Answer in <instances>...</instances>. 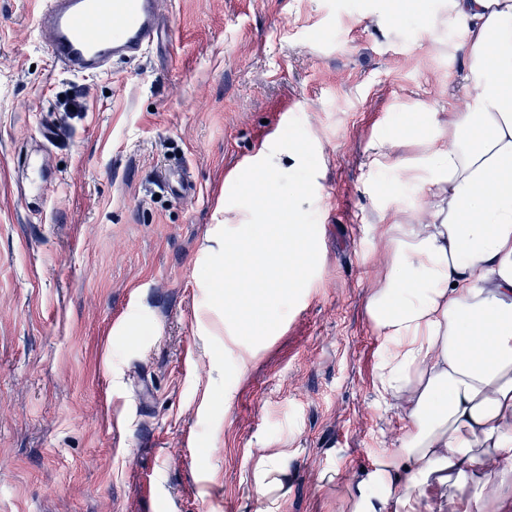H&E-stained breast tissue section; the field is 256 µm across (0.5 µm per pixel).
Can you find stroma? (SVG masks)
I'll list each match as a JSON object with an SVG mask.
<instances>
[{
    "label": "stroma",
    "mask_w": 512,
    "mask_h": 512,
    "mask_svg": "<svg viewBox=\"0 0 512 512\" xmlns=\"http://www.w3.org/2000/svg\"><path fill=\"white\" fill-rule=\"evenodd\" d=\"M40 0H0V512H265L254 470L287 452L284 512H344L403 399L380 398L369 296L389 268L376 134L461 98L460 35L386 0H164L143 57L55 68ZM81 92L82 107L62 101ZM300 118L319 163V261L252 347L206 302L225 176ZM57 184L26 206L24 160ZM185 165L192 198L160 191Z\"/></svg>",
    "instance_id": "35a3bbf8"
}]
</instances>
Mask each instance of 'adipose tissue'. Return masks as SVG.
Masks as SVG:
<instances>
[{"label": "adipose tissue", "mask_w": 512, "mask_h": 512, "mask_svg": "<svg viewBox=\"0 0 512 512\" xmlns=\"http://www.w3.org/2000/svg\"><path fill=\"white\" fill-rule=\"evenodd\" d=\"M461 28L462 102L376 136L372 162L417 184L422 208L384 205L390 265L367 312L380 397L404 399L398 448L348 489L349 512H503L512 494V0H446ZM411 140L413 157L391 154ZM481 492H456L469 478ZM254 481L281 512L285 458Z\"/></svg>", "instance_id": "obj_1"}]
</instances>
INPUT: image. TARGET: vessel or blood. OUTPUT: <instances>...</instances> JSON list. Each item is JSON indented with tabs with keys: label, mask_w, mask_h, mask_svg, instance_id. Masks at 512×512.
<instances>
[{
	"label": "vessel or blood",
	"mask_w": 512,
	"mask_h": 512,
	"mask_svg": "<svg viewBox=\"0 0 512 512\" xmlns=\"http://www.w3.org/2000/svg\"><path fill=\"white\" fill-rule=\"evenodd\" d=\"M161 29V0H43L39 15L41 44L53 65L81 76L145 55ZM160 185L182 198L196 194L180 169L165 170Z\"/></svg>",
	"instance_id": "vessel-or-blood-1"
}]
</instances>
